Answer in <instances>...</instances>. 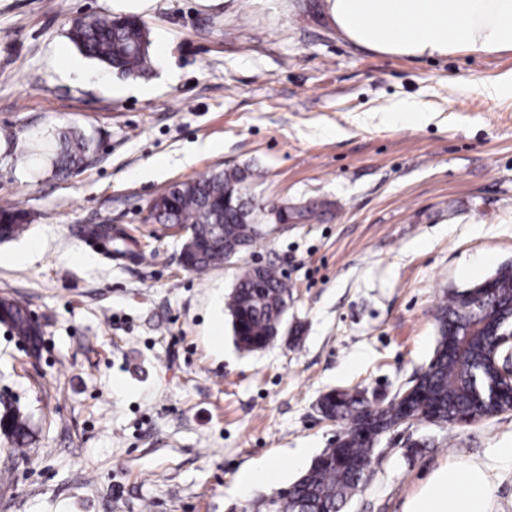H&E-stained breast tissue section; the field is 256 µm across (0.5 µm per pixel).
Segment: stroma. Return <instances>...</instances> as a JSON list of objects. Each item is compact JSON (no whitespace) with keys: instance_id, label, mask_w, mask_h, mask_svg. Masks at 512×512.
<instances>
[{"instance_id":"obj_1","label":"stroma","mask_w":512,"mask_h":512,"mask_svg":"<svg viewBox=\"0 0 512 512\" xmlns=\"http://www.w3.org/2000/svg\"><path fill=\"white\" fill-rule=\"evenodd\" d=\"M94 14L144 20L145 73L74 47L68 29ZM509 71L511 51L353 45L326 0H0V201L29 219L0 242V297L44 331L31 354L0 324V408L31 430L21 448L0 433V512H255L344 430L323 394L381 406L422 373L444 294L512 263V97L485 91ZM65 125L97 149L61 180L32 145ZM246 164L266 205L331 204L243 255L293 291L288 336L255 352L225 307L237 267L186 271L179 235L149 218L170 185ZM90 224L125 231L134 255L86 247ZM470 459L492 469L493 512H512L511 412L387 433L346 512H403ZM265 464L276 487L240 492ZM277 480L278 474L275 466L273 465L243 472L238 478L239 484L243 488H248L258 482L272 486L277 482Z\"/></svg>"}]
</instances>
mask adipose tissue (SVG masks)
I'll return each mask as SVG.
<instances>
[{"label": "adipose tissue", "instance_id": "1", "mask_svg": "<svg viewBox=\"0 0 512 512\" xmlns=\"http://www.w3.org/2000/svg\"><path fill=\"white\" fill-rule=\"evenodd\" d=\"M342 37L389 55L512 50V0H327ZM492 472L459 461L434 470L404 512H492Z\"/></svg>", "mask_w": 512, "mask_h": 512}]
</instances>
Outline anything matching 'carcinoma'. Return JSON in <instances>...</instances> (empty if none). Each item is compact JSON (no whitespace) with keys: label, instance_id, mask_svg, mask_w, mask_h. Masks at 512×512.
<instances>
[{"label":"carcinoma","instance_id":"obj_1","mask_svg":"<svg viewBox=\"0 0 512 512\" xmlns=\"http://www.w3.org/2000/svg\"><path fill=\"white\" fill-rule=\"evenodd\" d=\"M69 40L85 57L101 64L119 76L143 73L149 65V33L145 23L135 15H90L75 22ZM52 169L60 174L79 165L85 167L95 152L93 141L71 127L59 130L48 140ZM259 173L250 166L233 167L197 179L178 182L156 197L150 214L157 224H180L193 240L194 247L182 249L187 269L205 273L224 265V232L240 242V251L254 247L265 235L254 231L253 223H261L265 215L253 203H241L240 190L255 182ZM328 207L325 202L306 206L283 203L280 219L292 224L312 220ZM27 228V212L13 204L0 206V240L7 241L23 234ZM85 233L107 242L116 254L131 252L129 238L112 234L105 224H93ZM489 287L497 297L512 296V264H503L488 277ZM461 293L444 296L437 307L438 341L427 369L400 390L387 405L376 410L381 427L400 426L418 414V405L426 400L438 420L448 422V411L464 403L462 380L471 371L490 373L480 360H466L448 354V343L463 335L457 323L463 316ZM292 297L288 276L275 266L257 270L250 264L239 269L236 286L228 296L226 309L236 343L244 349L265 348L282 329V309ZM0 323L33 349H39L42 326L21 302L0 298ZM369 406L360 390H331L320 400L323 417L352 424L368 414ZM4 434L22 447L27 444L30 429L21 415L5 411L0 415ZM345 455L356 462H371L374 441L349 430L343 433ZM366 481L362 470L354 464L343 465L323 454L292 485L293 499L287 512H342L348 500Z\"/></svg>","mask_w":512,"mask_h":512}]
</instances>
